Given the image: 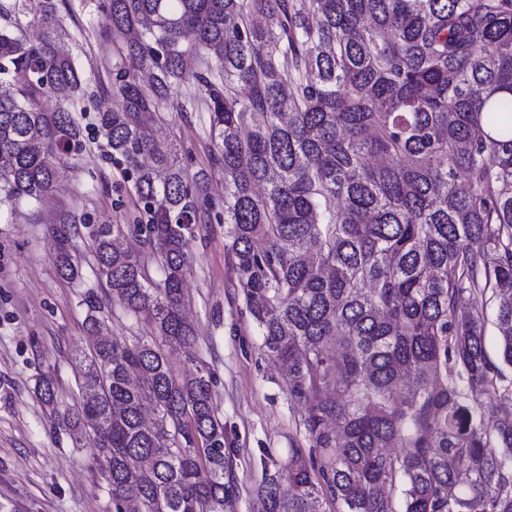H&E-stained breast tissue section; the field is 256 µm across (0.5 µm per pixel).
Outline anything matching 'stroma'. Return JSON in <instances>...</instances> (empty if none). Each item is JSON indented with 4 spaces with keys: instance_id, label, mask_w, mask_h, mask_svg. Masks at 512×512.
<instances>
[{
    "instance_id": "35a3bbf8",
    "label": "stroma",
    "mask_w": 512,
    "mask_h": 512,
    "mask_svg": "<svg viewBox=\"0 0 512 512\" xmlns=\"http://www.w3.org/2000/svg\"><path fill=\"white\" fill-rule=\"evenodd\" d=\"M69 32L61 42L88 82L83 97L52 95L47 108L69 103L86 138V149L57 168L55 196L40 205L0 203V512H115L106 481L97 471L91 441L75 442L57 424L56 410L82 402L81 369L74 355L86 347L87 316L102 333L127 342L149 339L151 325L113 303L94 268L95 224H130L136 197L113 160L98 127L112 109V85L122 67L112 47L103 0H65ZM210 114L202 90L187 82L173 88L156 136L183 147L189 174H208V191L224 199V177L210 169ZM74 212L83 226L75 239L80 275L56 270L50 227L60 211ZM191 270L183 289V314L195 329L188 351L213 374L214 407L233 450L239 496L237 512H263L257 488L267 470L294 451L307 452L304 408L283 383L282 369L262 349L263 338L248 314L225 247L223 225H199L190 242ZM55 381L56 408L36 393L44 374Z\"/></svg>"
}]
</instances>
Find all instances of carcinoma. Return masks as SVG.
<instances>
[{"label":"carcinoma","mask_w":512,"mask_h":512,"mask_svg":"<svg viewBox=\"0 0 512 512\" xmlns=\"http://www.w3.org/2000/svg\"><path fill=\"white\" fill-rule=\"evenodd\" d=\"M61 2L0 5L42 29L30 43L0 27L11 204L53 197L57 166L86 148L72 112L45 108L82 89L58 51ZM106 2L125 67L99 122L139 217L96 225L94 256L112 301L155 336L109 339L89 318L83 401L58 421L93 440L116 512H236L212 376L166 354L195 336L188 248L213 219L263 348L306 406L308 456L265 474L264 512H321L324 499L336 512H512V413L495 405L512 393V0ZM192 56L209 62L192 71ZM189 80L209 98L221 212L145 123ZM51 232L58 273L78 277L69 216ZM126 235L150 252L118 248ZM478 296L495 304L496 360ZM36 392L56 410L51 376Z\"/></svg>","instance_id":"1"}]
</instances>
